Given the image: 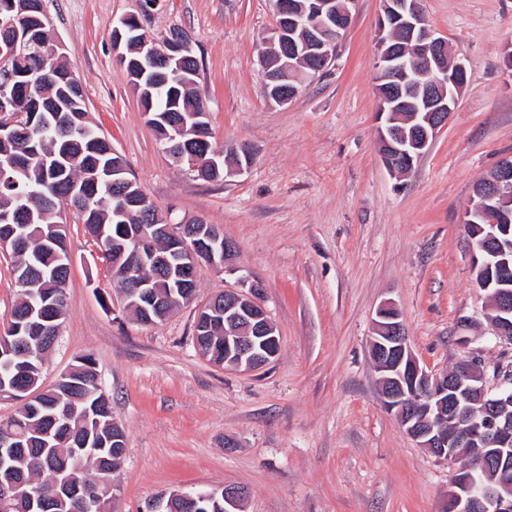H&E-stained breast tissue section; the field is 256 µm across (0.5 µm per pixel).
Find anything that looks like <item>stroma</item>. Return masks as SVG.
<instances>
[{"instance_id":"1","label":"stroma","mask_w":512,"mask_h":512,"mask_svg":"<svg viewBox=\"0 0 512 512\" xmlns=\"http://www.w3.org/2000/svg\"><path fill=\"white\" fill-rule=\"evenodd\" d=\"M45 0L50 37L82 85L89 118L164 216L221 228L238 272L197 268V300L158 325L125 309L97 241L65 213L67 315L43 374L54 384L92 355L112 395L126 456L113 512H144L177 489L248 491L245 512H442L459 462L437 460L384 406L369 352L378 307L393 302L429 370L474 357L512 360L493 340L463 213L474 185L512 156V0H423L429 24L468 71L455 112L404 176L377 150L376 22L358 0L333 66L267 101L259 56L273 0ZM138 14L162 40L187 34L212 144L252 147L251 168L196 180L149 125L112 32ZM262 283L281 351L264 368L215 367L195 350L196 309L212 294Z\"/></svg>"}]
</instances>
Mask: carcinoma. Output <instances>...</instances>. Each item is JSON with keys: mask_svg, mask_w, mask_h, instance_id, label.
Wrapping results in <instances>:
<instances>
[{"mask_svg": "<svg viewBox=\"0 0 512 512\" xmlns=\"http://www.w3.org/2000/svg\"><path fill=\"white\" fill-rule=\"evenodd\" d=\"M24 0H0V24L18 41L17 52L0 55V114L14 118L0 129V213L22 211L15 224L0 222V249L13 256L12 274L19 301L0 332V390L22 382L38 392L35 400L0 420V477L26 481V493L13 512H75L73 497L56 493L52 484L107 486L124 462L125 434L113 440L112 406L99 387L97 369L88 356L77 358L49 388L42 387L51 337L66 317L69 269L67 225L58 221L54 203L69 201L75 218L102 245V259L116 266L126 306L135 318L158 321L197 291L174 266L158 275L137 252L129 230L138 224H165L152 203L132 205V193L104 181L98 171L125 170V159L88 121L82 86L58 57L49 56L47 28H36ZM198 62L183 52L178 73L162 62L146 63L139 81L140 103L150 113L160 140L174 155L194 154L207 164L205 182L224 180V159L212 147L206 101L196 90ZM25 115L16 118L18 112ZM135 265L146 290L161 299H142L136 284L118 277ZM211 356L224 358V323L211 324L199 337Z\"/></svg>", "mask_w": 512, "mask_h": 512, "instance_id": "1", "label": "carcinoma"}]
</instances>
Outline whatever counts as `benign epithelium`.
I'll return each mask as SVG.
<instances>
[{
	"label": "benign epithelium",
	"instance_id": "benign-epithelium-1",
	"mask_svg": "<svg viewBox=\"0 0 512 512\" xmlns=\"http://www.w3.org/2000/svg\"><path fill=\"white\" fill-rule=\"evenodd\" d=\"M357 0H315L304 11L288 9L285 0L275 4L277 21L261 56L264 89L273 101H291L286 84L297 82L296 61H308L316 75L336 59L356 10ZM130 17L115 27L118 41L139 44L146 56L158 49L171 57L181 52L187 37L175 33L162 47L147 36L126 30ZM376 93L379 113L385 117L378 131V151L388 170L402 175L413 169L430 149L437 134L455 111L467 82L466 66L452 60L448 39L436 35L422 8V0H384L379 20ZM246 161L224 164V178L246 173ZM464 223L477 251L475 268L490 301L487 315L493 335L512 344V282L496 276L512 268V157L496 167L494 178L473 187ZM261 285L221 291L224 305L209 299L198 309L195 324L224 318V361L216 367L252 372L269 364L281 342L267 310L260 303ZM376 335L370 355L380 372L381 397L402 428L439 460L458 457V449L483 461L482 474L464 466L455 475V488L444 512H512V387L502 382L491 390L477 359L460 363V370L432 372L421 365L402 331L400 315L391 302L382 304L375 319ZM12 482H0V509H6L20 492ZM246 490L226 486L221 491H177L158 497L148 512H170L173 499L191 512H204L203 504L224 498V512H240Z\"/></svg>",
	"mask_w": 512,
	"mask_h": 512
}]
</instances>
